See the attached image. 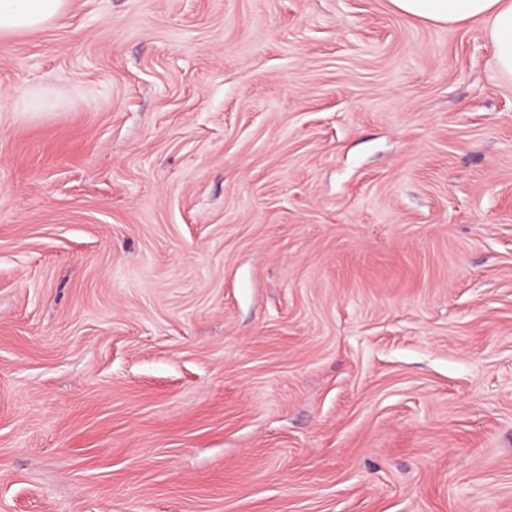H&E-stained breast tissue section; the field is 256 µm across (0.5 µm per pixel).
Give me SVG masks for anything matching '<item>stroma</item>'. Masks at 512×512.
Returning <instances> with one entry per match:
<instances>
[{
    "mask_svg": "<svg viewBox=\"0 0 512 512\" xmlns=\"http://www.w3.org/2000/svg\"><path fill=\"white\" fill-rule=\"evenodd\" d=\"M0 512H512L482 21L70 0L0 38Z\"/></svg>",
    "mask_w": 512,
    "mask_h": 512,
    "instance_id": "obj_1",
    "label": "stroma"
}]
</instances>
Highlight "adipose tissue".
I'll list each match as a JSON object with an SVG mask.
<instances>
[{
  "mask_svg": "<svg viewBox=\"0 0 512 512\" xmlns=\"http://www.w3.org/2000/svg\"><path fill=\"white\" fill-rule=\"evenodd\" d=\"M403 15L438 25L460 26L474 19L487 24L501 80L512 84V0H391ZM69 0H0V37L37 30L59 21Z\"/></svg>",
  "mask_w": 512,
  "mask_h": 512,
  "instance_id": "adipose-tissue-1",
  "label": "adipose tissue"
}]
</instances>
